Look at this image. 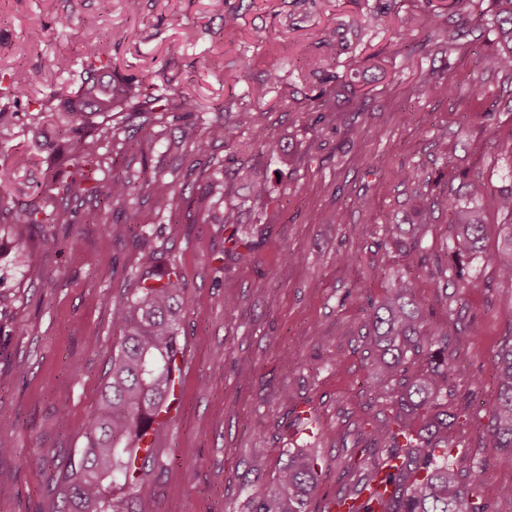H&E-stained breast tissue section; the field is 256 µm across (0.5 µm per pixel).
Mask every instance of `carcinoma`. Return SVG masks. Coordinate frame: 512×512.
<instances>
[{
  "mask_svg": "<svg viewBox=\"0 0 512 512\" xmlns=\"http://www.w3.org/2000/svg\"><path fill=\"white\" fill-rule=\"evenodd\" d=\"M491 3L492 31L498 45L492 61L505 77H512V0ZM365 26L389 30L391 12L385 6L371 10ZM416 26L445 39L450 47L457 43L459 34L445 26L439 11L427 9L417 15ZM85 59V77L71 89L77 96L75 106L52 113L53 133L67 137V145L53 156L52 165L69 170L66 179L54 177L46 184L52 211L20 206L13 198L0 195V214L18 224H69L70 202L79 200L87 204L85 223L99 224L107 237L124 240L131 234V225L109 221V213L113 205L134 195L135 179L118 175L102 186L90 182L106 164L100 153L105 138L101 126L112 121V113L127 102L131 90L98 83L95 73L109 69L111 61L96 45L86 49ZM165 102L175 110L196 109L192 96L176 87L166 89ZM255 120L252 112H236L228 119L220 112L194 139L193 151L205 156L213 143L231 140L234 130ZM237 176L251 185L254 202L267 207V179L245 163ZM483 191V183L469 181L465 191L448 194L445 262L438 255L429 262L422 232L431 202L419 190L409 199L410 211L419 219L411 238L396 237L386 225L378 226L373 234L392 240L411 267L430 269L444 288H469L473 283L465 277V269L483 250L486 224L474 205V198ZM146 193L157 210L173 207L176 190L172 183L153 180L146 183ZM495 206L507 221L498 225L492 261L499 278L512 283V186L498 192ZM390 280L386 294L371 303L368 337L374 369L380 372V387L396 384L398 390L385 421L358 431L356 438L363 449L383 448L385 454L361 469L352 485L336 493V504L343 505L387 480L397 483L399 492L390 498L375 493L373 512H488L486 505L472 499L464 476L449 463L448 434L459 424L460 415L448 409V382L464 376V369L448 357V339L414 300L412 281L399 272L391 274ZM184 301L185 285L176 267L156 264L152 251L143 254L137 287L112 306V321L123 336L104 376L86 448L57 479L66 504L62 512H146L135 488L141 485L148 467L158 464V456L154 449L140 454L139 441L174 396L175 359L181 352L177 317ZM415 359L424 360V365L410 375L408 363ZM495 369L499 397L489 421L487 447L497 449L500 464L512 467V345L502 347ZM329 467L328 460L318 454L289 452L271 483L255 492L253 512H309L320 478Z\"/></svg>",
  "mask_w": 512,
  "mask_h": 512,
  "instance_id": "obj_1",
  "label": "carcinoma"
}]
</instances>
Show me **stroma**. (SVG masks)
<instances>
[{
	"instance_id": "35a3bbf8",
	"label": "stroma",
	"mask_w": 512,
	"mask_h": 512,
	"mask_svg": "<svg viewBox=\"0 0 512 512\" xmlns=\"http://www.w3.org/2000/svg\"><path fill=\"white\" fill-rule=\"evenodd\" d=\"M442 6L464 30L463 47L436 45L427 32L400 38L408 18L426 2ZM384 5L395 30L361 25ZM490 0H0V74L21 79L26 95L0 84V112L12 117L7 147L0 149V193L23 204L43 203L52 173L40 135L35 102L62 108L98 44L112 61L113 81L148 93L179 87L198 108L173 116L154 112L133 139L107 138L103 151L112 174L134 177L140 189L118 221L134 225L160 263L174 264L186 285L179 336L184 349L183 396L176 419L156 441L161 468L150 471L138 496L151 512H251L252 494L271 481L289 450L310 448L331 468L310 512L353 483L360 456L354 448L363 422L381 423L386 398L373 385L366 334L370 302L388 285L389 273L408 272L417 301L448 334V355L466 371L453 381L450 409L461 412L451 460L459 470L480 469L470 484L491 512H512V467L486 447L498 389L493 366L512 337V283L498 278L491 261L495 236L469 267L472 287L444 301L427 271H408L402 252L361 237L373 224H402L412 184L424 179L435 206L426 243L441 250L448 236L445 199L451 180H478L489 224L502 223L493 205L512 185V79L492 63L493 32L474 24ZM238 26L226 35L225 16ZM96 17L88 27L84 18ZM69 26H61L62 18ZM65 55L72 70L59 72ZM356 66H349V57ZM341 97L335 123L321 120L323 105ZM447 83V94L433 87ZM268 85L263 98L251 86ZM250 110L257 120L232 142L195 155L192 139L217 108ZM413 111L405 121L404 111ZM447 139L448 155L436 153ZM277 151H270V144ZM272 175L273 202L262 209L235 176L241 163ZM174 184L178 203L160 212L142 191L145 182ZM237 223L223 225L226 207ZM326 223H316V214ZM42 229L18 225L0 239V291L13 302L0 308V433L14 451L0 457V512H59L56 477L86 445L87 428L121 331L112 304L136 287L141 250L136 240L115 242L100 225L83 221ZM251 245L252 259L235 260L233 241ZM24 246L30 263L13 262ZM358 248L354 261L341 253ZM298 254V262L284 252ZM298 365L285 376L281 356ZM341 367L326 364L327 356ZM291 394L312 411L314 424L288 418ZM266 449L268 467L255 475L252 449ZM40 448L54 449L46 470L27 466Z\"/></svg>"
}]
</instances>
